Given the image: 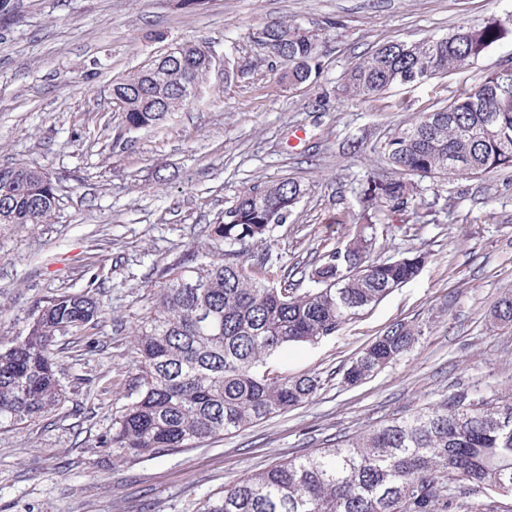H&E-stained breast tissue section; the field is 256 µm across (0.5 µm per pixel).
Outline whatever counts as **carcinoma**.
Wrapping results in <instances>:
<instances>
[{"label": "carcinoma", "instance_id": "obj_1", "mask_svg": "<svg viewBox=\"0 0 512 512\" xmlns=\"http://www.w3.org/2000/svg\"><path fill=\"white\" fill-rule=\"evenodd\" d=\"M279 80L301 85L320 71L317 35L300 23L265 24L252 34ZM512 37V16H491L442 36L392 41L351 66L347 95L373 101L398 85L463 69ZM112 85L126 103L115 135L159 128L192 99L207 72L203 42L179 45ZM379 149L386 167L360 197L361 230L301 271L302 290L286 268L251 247L286 223L306 186L282 178L246 188L208 227V242L162 269L149 315L134 339L141 372L137 397L112 422L106 444L120 458L194 448L221 435L312 401L324 381L269 370L268 360L292 344L334 337L386 296L415 279L429 254L414 250L375 260L377 228L387 211H427L431 203L410 175L447 180L512 169V67L487 72L430 112L398 126ZM59 198L46 172L0 166V228L42 224ZM103 305L82 292L47 301L23 333L0 349V428L33 422L61 403L59 336L98 323ZM512 325V295L492 309ZM424 329L396 323L343 369L356 385L409 353ZM512 497V395L493 385H459L356 435H343L310 453L247 473L203 498L198 512H458L461 492Z\"/></svg>", "mask_w": 512, "mask_h": 512}]
</instances>
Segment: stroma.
Listing matches in <instances>:
<instances>
[{
	"instance_id": "1",
	"label": "stroma",
	"mask_w": 512,
	"mask_h": 512,
	"mask_svg": "<svg viewBox=\"0 0 512 512\" xmlns=\"http://www.w3.org/2000/svg\"><path fill=\"white\" fill-rule=\"evenodd\" d=\"M493 15H512V0H0V166L45 169L59 195L47 223L0 230V346L57 295L84 290L105 310L87 335L59 340L58 408L0 429V512H197L246 472L439 401L456 385L512 393V328L491 323L494 304L512 294V173L437 186L423 178L431 221L388 213L373 253L428 251L419 276L338 336L289 346L271 362L321 375L313 401L152 458L122 459L105 445L139 389L134 331L160 269L203 247L208 225L244 188L284 177L307 192L254 255L304 267L350 238L360 193L383 165L375 145L484 72L512 66V38L467 69L377 101L345 94L347 69L384 43ZM292 21L318 34L321 67L289 88L249 34ZM189 40L215 58L194 102L163 128L114 142L113 83ZM228 57L243 69L231 80ZM400 321L424 326L415 348L359 385L342 384L343 368Z\"/></svg>"
}]
</instances>
